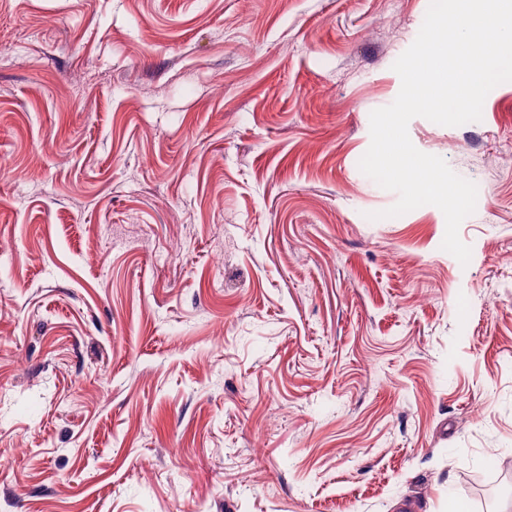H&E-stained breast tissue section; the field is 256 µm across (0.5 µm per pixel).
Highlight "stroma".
Wrapping results in <instances>:
<instances>
[{
  "label": "stroma",
  "instance_id": "stroma-1",
  "mask_svg": "<svg viewBox=\"0 0 512 512\" xmlns=\"http://www.w3.org/2000/svg\"><path fill=\"white\" fill-rule=\"evenodd\" d=\"M429 0H0V512H512V82L364 175Z\"/></svg>",
  "mask_w": 512,
  "mask_h": 512
}]
</instances>
